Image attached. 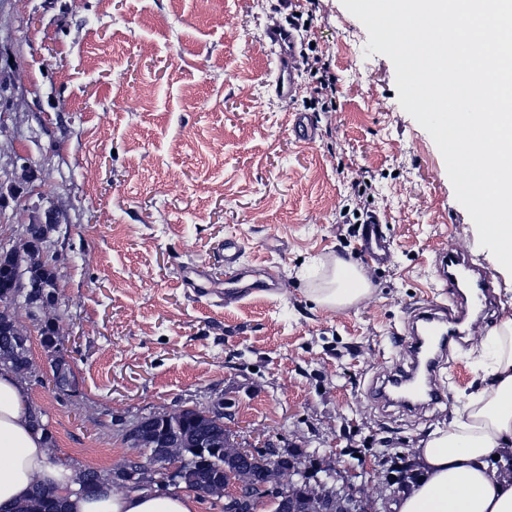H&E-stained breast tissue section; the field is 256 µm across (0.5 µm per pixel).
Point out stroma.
<instances>
[{
	"mask_svg": "<svg viewBox=\"0 0 512 512\" xmlns=\"http://www.w3.org/2000/svg\"><path fill=\"white\" fill-rule=\"evenodd\" d=\"M287 19L276 0H0V245L60 216L42 244L54 302L11 309L53 464L118 470L141 454L127 437L138 418L220 403L238 442L269 443L315 480L353 473L371 492L487 384L480 340L512 316V273L459 218L441 152L341 0H321L297 32L336 94L310 112L316 140H294L312 78L276 97L264 39ZM371 214L388 219L385 263L358 253L356 219ZM231 236L242 249L229 268ZM455 247L491 275L495 309L449 341L434 375L443 401L379 406L372 389L410 363L409 316L448 301L436 258ZM339 257L370 292L329 311L309 287ZM262 268L270 290L241 298L236 274ZM45 322L75 393L53 386Z\"/></svg>",
	"mask_w": 512,
	"mask_h": 512,
	"instance_id": "stroma-1",
	"label": "stroma"
}]
</instances>
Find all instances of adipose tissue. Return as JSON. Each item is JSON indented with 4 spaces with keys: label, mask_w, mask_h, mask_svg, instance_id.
<instances>
[{
    "label": "adipose tissue",
    "mask_w": 512,
    "mask_h": 512,
    "mask_svg": "<svg viewBox=\"0 0 512 512\" xmlns=\"http://www.w3.org/2000/svg\"><path fill=\"white\" fill-rule=\"evenodd\" d=\"M370 291L362 272L336 260L313 301L340 311ZM492 357L489 382L464 405L448 428L416 448L418 477L394 512H512V317L482 340ZM32 410L20 377L0 369V512H17L33 484L66 493L69 512H200L197 492L181 484L119 491L105 486L97 496L76 491V475L51 464L47 440L31 423Z\"/></svg>",
    "instance_id": "obj_1"
}]
</instances>
